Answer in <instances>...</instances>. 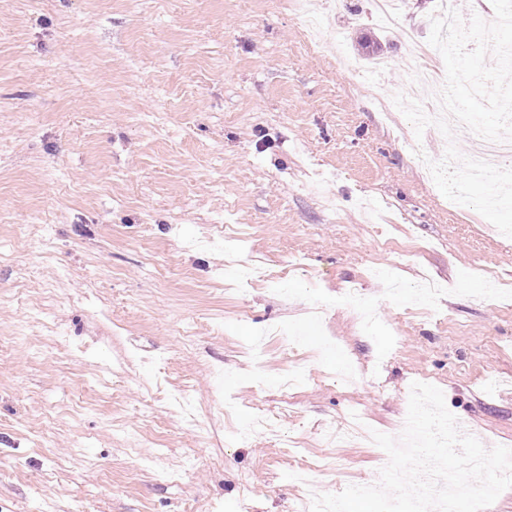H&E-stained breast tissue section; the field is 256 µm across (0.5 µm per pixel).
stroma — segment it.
<instances>
[{
    "label": "stroma",
    "mask_w": 512,
    "mask_h": 512,
    "mask_svg": "<svg viewBox=\"0 0 512 512\" xmlns=\"http://www.w3.org/2000/svg\"><path fill=\"white\" fill-rule=\"evenodd\" d=\"M369 2L324 0L316 45L288 0H0V512H301L287 449L226 429L276 416L336 494L387 460L322 428L398 434L422 379L512 448V238L442 204L435 127L380 115L433 99L400 31L427 41L436 0L391 30ZM228 242L287 292L229 290ZM277 323L347 356L284 394L274 340L259 384L241 345ZM363 302L364 294L357 288L345 290L337 301L338 304L348 305L353 308L360 323V331L365 335H370L377 316L372 311H368Z\"/></svg>",
    "instance_id": "obj_1"
}]
</instances>
